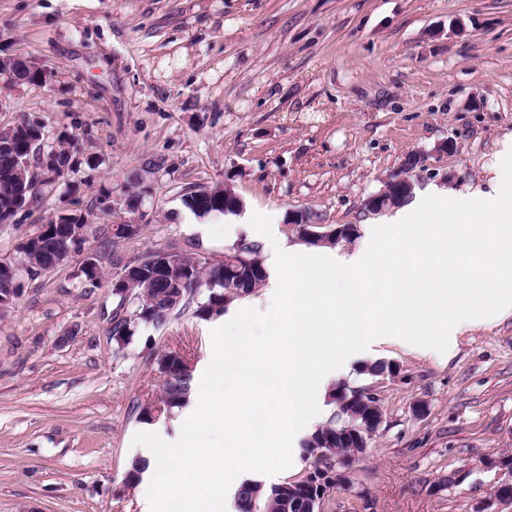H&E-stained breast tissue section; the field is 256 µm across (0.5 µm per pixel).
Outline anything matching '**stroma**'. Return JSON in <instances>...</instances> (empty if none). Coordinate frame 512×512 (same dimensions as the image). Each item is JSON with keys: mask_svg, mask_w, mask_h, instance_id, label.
Instances as JSON below:
<instances>
[{"mask_svg": "<svg viewBox=\"0 0 512 512\" xmlns=\"http://www.w3.org/2000/svg\"><path fill=\"white\" fill-rule=\"evenodd\" d=\"M18 56L51 76L0 77V127L37 120L44 148L68 143L75 162L0 224V262L17 264L20 243L62 210L94 216L97 234L50 272L20 275L0 314V512H150L151 474L124 484L150 454L133 437L175 441L186 418L137 419L161 384L155 357L180 351L205 370L212 329L272 299L262 288L223 318L187 311L113 343L114 258L194 237L205 258L224 256V217L192 213L186 193L227 188L278 238L296 208L357 225L336 247L345 262L368 225L401 215L363 203L408 155L426 159L413 203L439 190L491 199L512 142V0H0V57ZM447 139L456 149L439 155ZM106 197L110 219L98 216ZM131 197L146 225L111 249ZM201 221L209 231L194 235ZM89 249L96 288L80 274ZM374 361L400 368L381 388L384 422L321 512H471L505 478L487 458L512 454V316L474 320L450 356L378 338L335 379L362 383ZM456 469L466 478L438 488Z\"/></svg>", "mask_w": 512, "mask_h": 512, "instance_id": "35a3bbf8", "label": "stroma"}]
</instances>
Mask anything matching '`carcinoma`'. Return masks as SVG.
Wrapping results in <instances>:
<instances>
[{
  "label": "carcinoma",
  "mask_w": 512,
  "mask_h": 512,
  "mask_svg": "<svg viewBox=\"0 0 512 512\" xmlns=\"http://www.w3.org/2000/svg\"><path fill=\"white\" fill-rule=\"evenodd\" d=\"M40 125L30 119L19 121L5 135L12 137V145L0 149V208L13 204L20 188L33 191L49 180L38 181V177L15 171L16 155L27 150ZM233 200L218 194L212 197L208 208L202 209L195 194L188 193L183 204L199 216L222 214L230 208ZM38 240L42 244L27 243L20 247L22 265L28 275L39 276L51 271L60 249L69 246L71 240L60 223L46 224ZM200 243L193 241L186 248L149 251L143 254L141 269L143 277L131 279V285L112 291L119 297L116 312L112 314L109 335L117 345L127 343L134 335V328L144 325L155 329L166 325L172 317L187 309L204 320L220 317L225 308L243 299L264 286L268 271L261 256L260 243L238 239L224 246V260L209 263L200 258L197 249ZM162 273L155 277V267ZM135 300V310L125 315L122 310L127 298ZM158 370L165 375L159 403L162 405L160 421L165 422L179 410L187 407L193 397L196 369H188L181 362V354L170 351L155 359ZM396 370L393 363L375 362L362 369V373L375 380L388 377ZM334 409L326 422L300 443L301 455L312 459L314 465L336 463V458L346 459L358 442L369 443L376 427L367 421L383 415L380 396L372 393L370 384L351 386L342 384L330 395ZM148 470V460L138 456L128 466L127 484L141 482ZM300 481H284L269 488L256 480H244L236 493L255 498L257 512H305L303 506L295 505L302 499L298 494Z\"/></svg>",
  "instance_id": "carcinoma-1"
}]
</instances>
